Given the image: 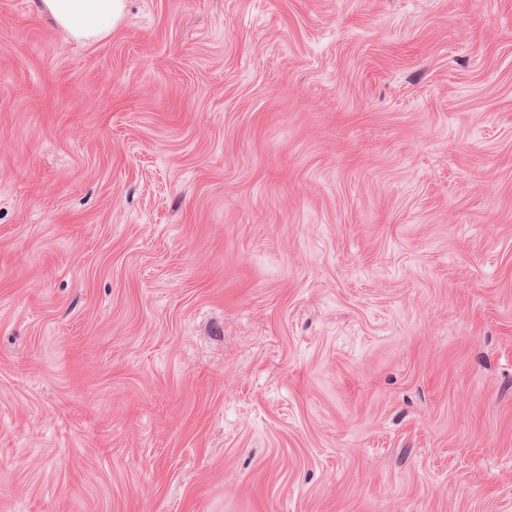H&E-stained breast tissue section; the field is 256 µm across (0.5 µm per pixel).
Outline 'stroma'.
<instances>
[{
	"mask_svg": "<svg viewBox=\"0 0 512 512\" xmlns=\"http://www.w3.org/2000/svg\"><path fill=\"white\" fill-rule=\"evenodd\" d=\"M0 512H512V0H0ZM40 14L76 40L96 42L112 31L121 20L123 0H38Z\"/></svg>",
	"mask_w": 512,
	"mask_h": 512,
	"instance_id": "1",
	"label": "stroma"
}]
</instances>
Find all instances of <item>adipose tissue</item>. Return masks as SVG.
I'll list each match as a JSON object with an SVG mask.
<instances>
[{
	"instance_id": "obj_1",
	"label": "adipose tissue",
	"mask_w": 512,
	"mask_h": 512,
	"mask_svg": "<svg viewBox=\"0 0 512 512\" xmlns=\"http://www.w3.org/2000/svg\"><path fill=\"white\" fill-rule=\"evenodd\" d=\"M124 0H38L36 10L76 40L95 42L121 20Z\"/></svg>"
}]
</instances>
